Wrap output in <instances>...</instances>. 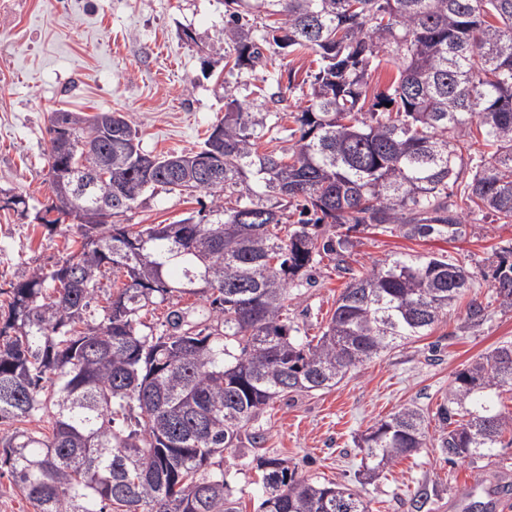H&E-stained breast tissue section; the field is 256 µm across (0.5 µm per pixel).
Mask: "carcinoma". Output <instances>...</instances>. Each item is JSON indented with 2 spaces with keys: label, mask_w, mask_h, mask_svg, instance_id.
<instances>
[{
  "label": "carcinoma",
  "mask_w": 512,
  "mask_h": 512,
  "mask_svg": "<svg viewBox=\"0 0 512 512\" xmlns=\"http://www.w3.org/2000/svg\"><path fill=\"white\" fill-rule=\"evenodd\" d=\"M228 72L267 65V36L242 24L273 18L278 46L311 50L318 69L308 105L282 152L259 151L279 113L255 112L225 87L227 110L196 150L192 171L155 155L142 170L138 132L122 114L112 137L70 112L47 129L49 169L104 152L112 187L102 209L80 199L81 246L11 288L0 315V467L34 512H237L224 471L208 461L235 449L242 429L276 399L330 389L382 352L427 335L468 288L464 268L440 254L393 256L352 269L348 231L396 229L407 238L455 240L463 211L512 223V0H224ZM389 69L394 114L366 107L372 74ZM72 138L76 154L56 143ZM463 183L459 200L448 186ZM212 197L207 222L136 229L112 218L148 190ZM301 219L280 236L285 211ZM51 201L40 223L54 228ZM349 276L317 341L283 318L290 287L310 280L316 257ZM128 280L96 309L106 271ZM499 306L512 309V260L493 272ZM212 292L201 310L172 309L167 329H141L139 312L176 293ZM512 388V343L458 371L437 408L450 461L502 444L512 415L494 391ZM47 419L48 431L24 424ZM425 446L420 409L368 429L362 471L376 472ZM261 512H369L354 490L301 476L278 458L259 461Z\"/></svg>",
  "instance_id": "1"
}]
</instances>
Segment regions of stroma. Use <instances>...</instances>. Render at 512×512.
<instances>
[{"instance_id": "obj_1", "label": "stroma", "mask_w": 512, "mask_h": 512, "mask_svg": "<svg viewBox=\"0 0 512 512\" xmlns=\"http://www.w3.org/2000/svg\"><path fill=\"white\" fill-rule=\"evenodd\" d=\"M224 0H0V191L26 196L20 214L0 208V304L10 285L37 268L65 260L80 237L71 217L51 230L36 214L53 197L45 155L53 112L92 116L119 112L137 128L145 152L198 148L224 118L225 86L256 111L285 112L273 148L286 147L289 113L307 104L312 54L268 44L270 59L258 72L225 69ZM282 93L283 104L270 96ZM210 199L158 189L146 192L123 224H170L207 215ZM357 272L395 253L443 254L463 266L470 286L462 301L440 315L427 336L383 353L348 373L335 387L277 400L248 424L264 436L261 450L242 443L219 463L239 512H260L258 454L286 461L299 475L344 484L369 501L371 512H412L421 489L431 499L423 512H463L490 495H512V445L470 463L448 462L438 449L442 429L433 414L456 373L502 342H512V310L501 309L493 270L512 249V224L485 212L466 218L455 241L408 239L396 231L352 235ZM308 285L291 289L288 315L315 336L332 315L346 280L329 258L311 270ZM482 302L488 317L471 325L468 301ZM406 407L428 416L427 445L396 459L374 480L357 476L356 441L379 420Z\"/></svg>"}]
</instances>
